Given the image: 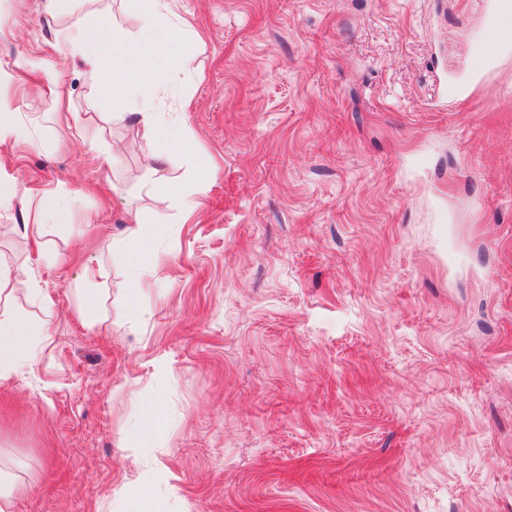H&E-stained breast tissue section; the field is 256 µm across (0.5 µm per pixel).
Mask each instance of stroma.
<instances>
[{
    "label": "stroma",
    "mask_w": 512,
    "mask_h": 512,
    "mask_svg": "<svg viewBox=\"0 0 512 512\" xmlns=\"http://www.w3.org/2000/svg\"><path fill=\"white\" fill-rule=\"evenodd\" d=\"M133 5L0 0V64L90 9L134 29ZM174 6L203 38L159 95L212 169L193 215L141 192V130L86 67L62 62L61 102L33 71L0 89L42 139L0 141V259L54 298L14 301L49 339L0 383L13 512H512V60L464 101L438 80L481 31L474 0ZM56 186L82 197L50 266L19 226ZM132 207L159 234L146 315L87 327L74 274L97 255L120 303Z\"/></svg>",
    "instance_id": "35a3bbf8"
}]
</instances>
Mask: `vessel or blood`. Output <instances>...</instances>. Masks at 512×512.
Wrapping results in <instances>:
<instances>
[{"label":"vessel or blood","instance_id":"b4317fda","mask_svg":"<svg viewBox=\"0 0 512 512\" xmlns=\"http://www.w3.org/2000/svg\"><path fill=\"white\" fill-rule=\"evenodd\" d=\"M478 5L484 18L483 33L471 45L465 63L443 80L451 101L468 98L504 61L512 59V42L502 39L497 30L499 19L512 15V0H478Z\"/></svg>","mask_w":512,"mask_h":512}]
</instances>
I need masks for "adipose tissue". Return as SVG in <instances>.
<instances>
[{"label": "adipose tissue", "mask_w": 512, "mask_h": 512, "mask_svg": "<svg viewBox=\"0 0 512 512\" xmlns=\"http://www.w3.org/2000/svg\"><path fill=\"white\" fill-rule=\"evenodd\" d=\"M54 39L64 57L81 61L94 73V96L100 107L116 112L134 104L132 116L142 128L141 140L151 160L145 192L165 196L184 213H193L212 173L205 162L193 158L188 139L171 136L157 106L171 70L188 68L202 44L198 33L175 12L173 0H139L136 26L131 30L91 11L81 23L55 30ZM176 155L191 164L188 177L179 183L168 174ZM80 198L77 189L48 191L41 202L36 232L68 223ZM125 254L127 286L122 309L129 318L139 319L144 315L138 304L140 290L154 274L150 236L139 228L131 230L125 239ZM106 278L104 265L94 256L87 258L75 275L80 285L78 312L93 326L109 317L102 289ZM20 294L45 309L52 304L34 276L0 262V381L32 372L36 350L48 339L45 327L12 311V302Z\"/></svg>", "instance_id": "1"}]
</instances>
